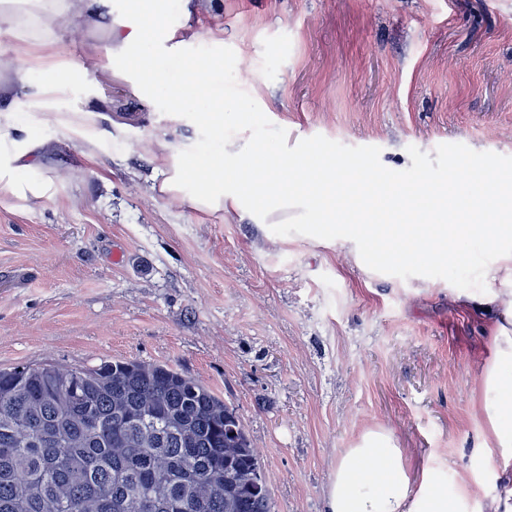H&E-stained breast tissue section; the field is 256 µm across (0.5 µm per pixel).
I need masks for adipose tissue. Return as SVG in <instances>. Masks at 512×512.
Instances as JSON below:
<instances>
[{
  "label": "adipose tissue",
  "instance_id": "adipose-tissue-1",
  "mask_svg": "<svg viewBox=\"0 0 512 512\" xmlns=\"http://www.w3.org/2000/svg\"><path fill=\"white\" fill-rule=\"evenodd\" d=\"M160 13L159 0H133L130 16H112V0H0V36L33 44L55 43L65 28L85 26L105 35L110 54L130 58L134 88L144 96L163 85L165 76L139 58L141 46L152 37ZM65 88L52 81L41 85L36 103L53 111L54 122L79 129L88 143L99 136L97 120L109 108L106 98L80 108L65 105ZM47 141L35 137L17 121L16 109L0 110V193L39 202L55 195V181L42 163ZM153 150L164 159L161 193L186 202L201 212L242 211L254 207L259 224L302 223L304 181H311L321 213L330 201L345 191L337 165L325 163L307 173L305 180L283 184L276 175L256 177L258 153L245 138L226 143L223 154L206 160L200 168L186 165L180 151L159 138ZM447 210H439L437 224L421 226L422 237L434 244V257L450 254L458 237L481 241L493 259L481 274L493 288L480 299L455 296L462 307L478 303L485 311L490 336L473 407L483 423L478 461L490 467L492 492L482 496L481 512H512V215L501 214L494 224L447 226ZM385 224H342L335 236L390 265L394 254L381 250L388 235ZM423 489H414L406 454L391 429L379 427L364 432L354 447L343 449L333 466V479L326 492V512H457L458 503L479 494L478 485L463 477L455 490H448L436 473L423 475Z\"/></svg>",
  "mask_w": 512,
  "mask_h": 512
}]
</instances>
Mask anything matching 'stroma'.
Returning a JSON list of instances; mask_svg holds the SVG:
<instances>
[{
	"label": "stroma",
	"instance_id": "stroma-1",
	"mask_svg": "<svg viewBox=\"0 0 512 512\" xmlns=\"http://www.w3.org/2000/svg\"><path fill=\"white\" fill-rule=\"evenodd\" d=\"M165 31L236 54L239 85L287 131L373 145L388 169L408 146L512 156V0H178ZM71 106L112 99L87 152L77 132L20 113L49 140L58 191L0 194V368L168 363L233 402L271 490V512H325L332 467L387 427L413 475L455 488L472 470L473 412L489 334L439 278L370 270L301 224L199 212L156 190L150 144L199 138L102 71L112 57L74 27L50 46Z\"/></svg>",
	"mask_w": 512,
	"mask_h": 512
}]
</instances>
